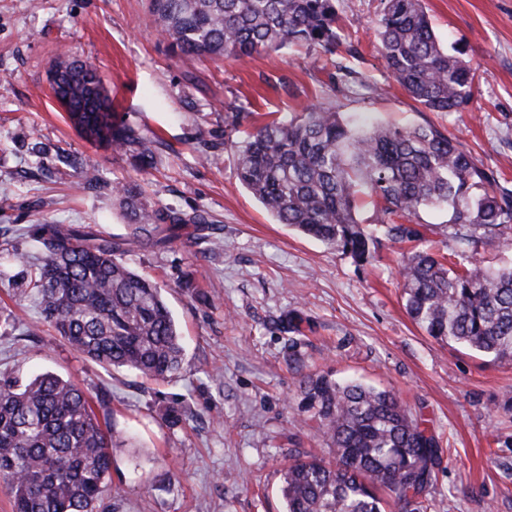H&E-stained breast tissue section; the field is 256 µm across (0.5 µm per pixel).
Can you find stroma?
Returning a JSON list of instances; mask_svg holds the SVG:
<instances>
[{
  "label": "stroma",
  "mask_w": 512,
  "mask_h": 512,
  "mask_svg": "<svg viewBox=\"0 0 512 512\" xmlns=\"http://www.w3.org/2000/svg\"><path fill=\"white\" fill-rule=\"evenodd\" d=\"M441 43L477 72L461 112H430L390 77L378 51L381 0H335L336 60L356 50L365 81L350 92L317 45L244 60L175 52L147 0H0V380L52 373L111 395L119 495L104 512H284L288 451L328 450L303 419L298 382L329 373L394 391L440 441L436 512H512V363L441 344L406 313L392 241L366 195L357 217L374 234L364 263L278 223L241 184L226 137L314 105L371 124H433L512 189V0H422ZM96 67L119 122L154 140L151 165L87 142L52 94L57 55ZM241 115L236 132L227 111ZM97 170L89 188L84 169ZM138 182L149 207L207 219L206 242L131 247L124 261L162 288L184 348L179 374L152 382L95 364L56 338L22 281L44 257L37 224H94L124 239L112 188ZM184 408L182 421L166 418Z\"/></svg>",
  "instance_id": "stroma-1"
}]
</instances>
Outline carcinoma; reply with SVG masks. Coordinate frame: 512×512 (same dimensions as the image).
<instances>
[{"mask_svg":"<svg viewBox=\"0 0 512 512\" xmlns=\"http://www.w3.org/2000/svg\"><path fill=\"white\" fill-rule=\"evenodd\" d=\"M379 48L394 82L422 107L456 112L478 89L475 72L438 40L421 0H383ZM150 14L180 53L242 60L291 43L331 53L340 40L334 0H149ZM67 117L88 142L143 165L151 142L115 121L97 70L66 83ZM239 180L280 224L358 262L373 234L356 217L355 187L377 198V223L400 242L425 237L427 210L447 213L464 249L432 245L401 269L405 309L438 342L494 361L512 360V261L484 265L480 249L512 251V190L498 187L470 152L436 126H357L332 105L298 121L271 120L231 141ZM133 223L123 243L92 224H37L45 259L27 287L45 320L88 360L165 381L183 364L181 336L162 288L122 261L128 246L164 249L186 219L151 209L135 182L116 186ZM302 409L318 422L332 459L292 455L282 469L286 512H432L439 441L390 390L325 374L299 382ZM110 394L86 392L52 373L0 384V483L13 512H95L109 489L116 429L96 411Z\"/></svg>","mask_w":512,"mask_h":512,"instance_id":"carcinoma-1","label":"carcinoma"}]
</instances>
